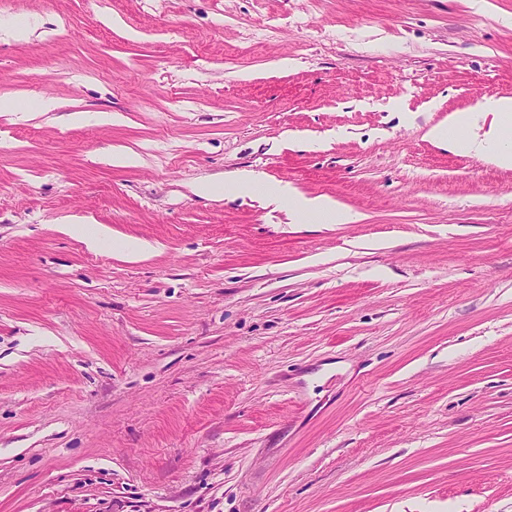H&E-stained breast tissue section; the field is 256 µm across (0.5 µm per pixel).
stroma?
I'll list each match as a JSON object with an SVG mask.
<instances>
[{
	"mask_svg": "<svg viewBox=\"0 0 512 512\" xmlns=\"http://www.w3.org/2000/svg\"><path fill=\"white\" fill-rule=\"evenodd\" d=\"M489 2L0 0V512H512V169L427 136ZM234 189L245 194L261 193L270 204L288 208V212L301 220L320 224H347L351 215L337 201L328 196H306L290 184L274 190L250 172H241L233 179Z\"/></svg>",
	"mask_w": 512,
	"mask_h": 512,
	"instance_id": "obj_1",
	"label": "stroma"
}]
</instances>
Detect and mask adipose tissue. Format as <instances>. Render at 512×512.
<instances>
[{
  "mask_svg": "<svg viewBox=\"0 0 512 512\" xmlns=\"http://www.w3.org/2000/svg\"><path fill=\"white\" fill-rule=\"evenodd\" d=\"M492 115L493 120L484 133H476L479 115ZM433 140L447 142L459 150L484 159L498 167L512 169V149L502 142L512 135V98L492 96L483 98L477 108L450 113L446 122L432 127ZM235 190L263 194L269 203L286 207L295 218L320 224H347L350 213L327 196H307L289 185L269 188L256 175L239 173L233 180Z\"/></svg>",
  "mask_w": 512,
  "mask_h": 512,
  "instance_id": "ef3b65f1",
  "label": "adipose tissue"
}]
</instances>
